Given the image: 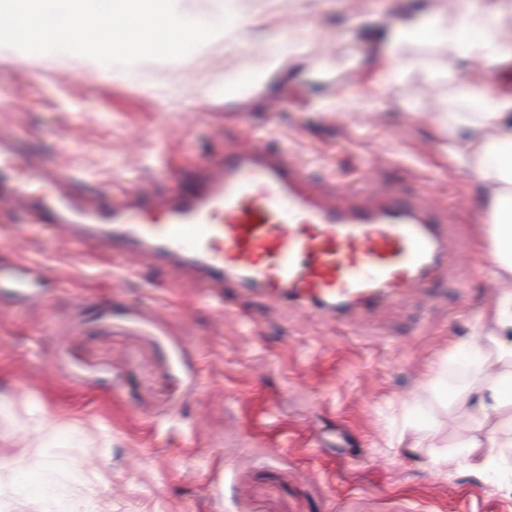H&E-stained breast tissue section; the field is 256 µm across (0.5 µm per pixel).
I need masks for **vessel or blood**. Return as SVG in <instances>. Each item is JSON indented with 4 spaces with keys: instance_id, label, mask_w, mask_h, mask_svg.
Here are the masks:
<instances>
[{
    "instance_id": "obj_1",
    "label": "vessel or blood",
    "mask_w": 512,
    "mask_h": 512,
    "mask_svg": "<svg viewBox=\"0 0 512 512\" xmlns=\"http://www.w3.org/2000/svg\"><path fill=\"white\" fill-rule=\"evenodd\" d=\"M16 167L57 185L58 202L33 199L12 181ZM0 209L23 211L68 243L97 239L133 263L173 264L227 305L254 289L303 315L353 324L446 274L450 247L447 224L415 189L326 202L302 163L259 139L231 146L175 193L118 199L79 191L65 168L0 131ZM153 210L163 223L142 222Z\"/></svg>"
}]
</instances>
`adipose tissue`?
I'll return each instance as SVG.
<instances>
[{"instance_id":"adipose-tissue-1","label":"adipose tissue","mask_w":512,"mask_h":512,"mask_svg":"<svg viewBox=\"0 0 512 512\" xmlns=\"http://www.w3.org/2000/svg\"><path fill=\"white\" fill-rule=\"evenodd\" d=\"M505 13L497 6L479 8L472 0H453L450 15L429 10L402 19L394 29L384 66L397 71L402 62L397 46L421 39H434L472 64L469 78L457 85L464 109L448 115L449 127L465 137L449 143L448 156L473 176L486 202L484 230L490 243L498 276V290L484 313L481 344L467 348L471 364L483 373L472 400L475 417H497L496 430L470 439L450 452L432 450L441 469L467 462L470 470L497 477L512 489V416L502 417L512 407V84L497 79L498 67L512 63V31L504 23ZM43 496L49 497L54 512H80L95 494L91 488L58 485L50 465H40L31 478Z\"/></svg>"}]
</instances>
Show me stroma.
Returning <instances> with one entry per match:
<instances>
[{
  "label": "stroma",
  "instance_id": "obj_1",
  "mask_svg": "<svg viewBox=\"0 0 512 512\" xmlns=\"http://www.w3.org/2000/svg\"><path fill=\"white\" fill-rule=\"evenodd\" d=\"M448 0H255L248 39H216L174 60L104 65L71 52L0 53V126L87 192L189 186L248 137L306 163L327 192L367 180L414 184L449 223L451 275L358 327L304 317L251 291L219 309L207 289L150 262L121 275L95 240L63 244L0 209V270L41 286L40 306L0 288V471L28 462L20 422L58 425L47 459L60 483L97 492L93 512H512V493L465 467L437 468L428 445L482 435L463 400L426 405L420 448L391 445L490 303L485 203L451 163L447 129L464 77L445 44H404L381 65L380 33ZM304 31L305 60L263 86L246 71Z\"/></svg>",
  "mask_w": 512,
  "mask_h": 512
}]
</instances>
